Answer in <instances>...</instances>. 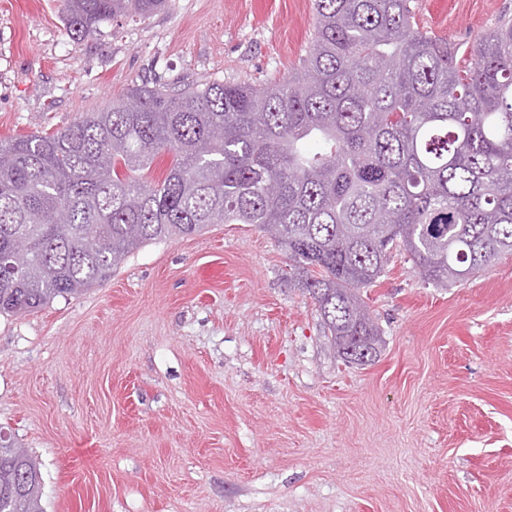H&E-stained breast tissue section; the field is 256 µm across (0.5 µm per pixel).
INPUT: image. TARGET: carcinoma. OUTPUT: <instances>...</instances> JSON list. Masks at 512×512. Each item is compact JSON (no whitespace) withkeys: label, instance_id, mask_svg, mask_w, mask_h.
<instances>
[{"label":"carcinoma","instance_id":"obj_1","mask_svg":"<svg viewBox=\"0 0 512 512\" xmlns=\"http://www.w3.org/2000/svg\"><path fill=\"white\" fill-rule=\"evenodd\" d=\"M166 3L70 0L66 25L89 37ZM315 11L301 68L273 84L144 83L61 131L0 139V315L101 284L150 242L253 224L286 250L338 357L370 362L382 338L361 289L394 252L440 287L511 255L512 17L462 56L409 0ZM15 448L0 430V512H44L39 468Z\"/></svg>","mask_w":512,"mask_h":512}]
</instances>
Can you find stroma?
<instances>
[{"label": "stroma", "mask_w": 512, "mask_h": 512, "mask_svg": "<svg viewBox=\"0 0 512 512\" xmlns=\"http://www.w3.org/2000/svg\"><path fill=\"white\" fill-rule=\"evenodd\" d=\"M468 45L512 0H410ZM67 0H0V139L132 86L268 84L314 0H169L77 40ZM251 224L145 245L80 295L0 316V430L44 512H512V256L438 288L406 254L364 289L384 347L347 365Z\"/></svg>", "instance_id": "1"}]
</instances>
